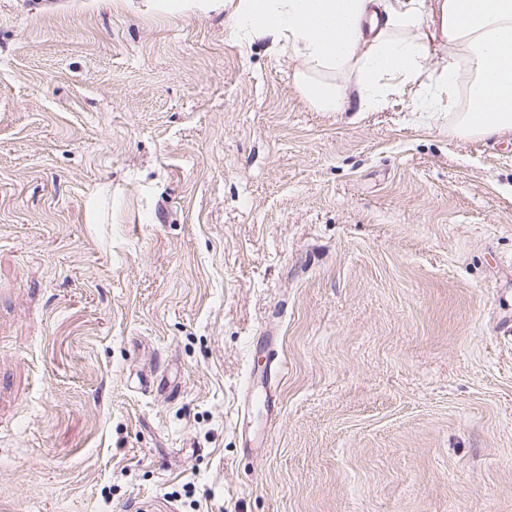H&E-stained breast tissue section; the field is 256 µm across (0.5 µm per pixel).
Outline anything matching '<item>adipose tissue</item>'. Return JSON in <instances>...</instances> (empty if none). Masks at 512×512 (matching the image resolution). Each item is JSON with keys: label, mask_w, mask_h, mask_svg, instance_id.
Masks as SVG:
<instances>
[{"label": "adipose tissue", "mask_w": 512, "mask_h": 512, "mask_svg": "<svg viewBox=\"0 0 512 512\" xmlns=\"http://www.w3.org/2000/svg\"><path fill=\"white\" fill-rule=\"evenodd\" d=\"M153 14L227 11L239 41L288 54L319 112H440L460 138L512 135V0H147ZM448 52L430 67L428 29Z\"/></svg>", "instance_id": "ef3b65f1"}]
</instances>
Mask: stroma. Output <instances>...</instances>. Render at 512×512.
<instances>
[{
	"mask_svg": "<svg viewBox=\"0 0 512 512\" xmlns=\"http://www.w3.org/2000/svg\"><path fill=\"white\" fill-rule=\"evenodd\" d=\"M408 105L0 0V512H512V136Z\"/></svg>",
	"mask_w": 512,
	"mask_h": 512,
	"instance_id": "35a3bbf8",
	"label": "stroma"
}]
</instances>
